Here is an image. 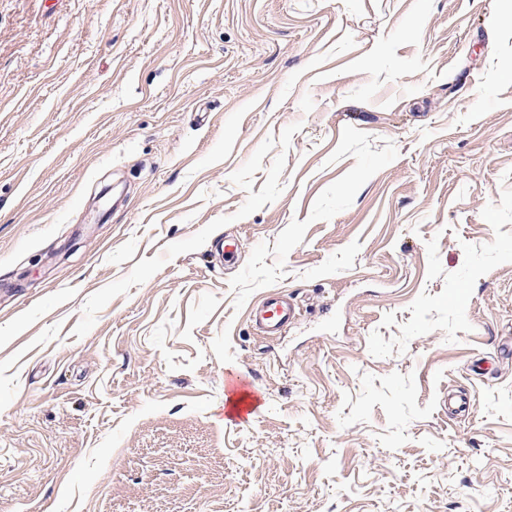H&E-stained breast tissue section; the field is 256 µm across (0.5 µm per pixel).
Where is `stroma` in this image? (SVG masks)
<instances>
[{"mask_svg":"<svg viewBox=\"0 0 512 512\" xmlns=\"http://www.w3.org/2000/svg\"><path fill=\"white\" fill-rule=\"evenodd\" d=\"M504 14L0 0V512H512ZM299 316L296 304L280 289L269 290L249 311L254 330L264 337L281 336ZM227 393L226 420L243 422L255 410L256 394L252 382L243 375H236L224 380ZM249 395V401L242 400L243 395Z\"/></svg>","mask_w":512,"mask_h":512,"instance_id":"stroma-1","label":"stroma"}]
</instances>
